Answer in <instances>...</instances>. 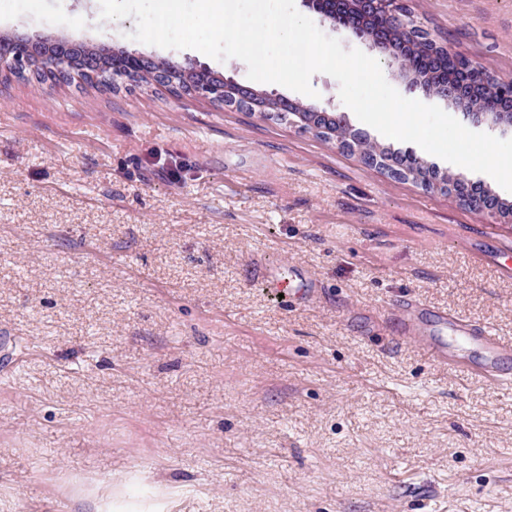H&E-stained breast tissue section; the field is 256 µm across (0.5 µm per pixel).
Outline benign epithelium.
<instances>
[{
  "mask_svg": "<svg viewBox=\"0 0 512 512\" xmlns=\"http://www.w3.org/2000/svg\"><path fill=\"white\" fill-rule=\"evenodd\" d=\"M354 3L355 9L366 15L377 11L381 7L392 9L400 5V0H354ZM352 33L370 47L386 52L390 64L397 66L400 72L410 71L407 57L390 47L380 44L372 37L370 31L361 27L352 29ZM7 64L21 66L23 69L32 72L38 68L50 67L51 60L47 55H41L32 48L30 38L1 34L0 67ZM113 64L117 67V72L112 74V81L115 82L119 78H132L133 70L143 67L145 61L144 57L137 53L121 50L114 53ZM156 75L157 82L163 85L173 84L175 83V77H182L186 84L184 94L189 96L217 102L247 112H257L267 116L277 114L274 106L276 97L266 92L259 93L233 77L218 76L207 68H198L193 65L171 61L168 70L159 69L156 71ZM405 81L407 89L411 92L419 91L426 97L441 98L457 105V109L463 113L464 117L474 124H486L491 128L499 125L512 126V80L497 81L500 104L493 109L459 105V101L467 98L469 92L468 83L464 80L451 82L442 91H436L412 76L405 77ZM288 120L297 127L310 129L316 135L335 142L339 148L347 152H357V142L363 138L361 132L354 130L347 123L345 115L342 113L335 115L325 109L310 107L304 114L301 112L288 113ZM365 163L382 169L393 179L407 178L429 190L449 193L472 209L498 213L497 207L490 205L486 199L467 195L465 189L467 179L463 176L442 183L428 175L411 174L396 162V152L394 151L381 153L365 160Z\"/></svg>",
  "mask_w": 512,
  "mask_h": 512,
  "instance_id": "7a95c632",
  "label": "benign epithelium"
}]
</instances>
